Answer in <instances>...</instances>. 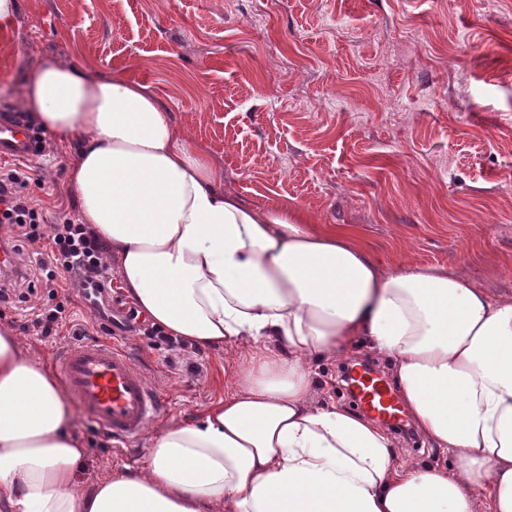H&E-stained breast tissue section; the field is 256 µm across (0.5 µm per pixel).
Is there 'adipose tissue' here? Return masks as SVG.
Wrapping results in <instances>:
<instances>
[{
    "label": "adipose tissue",
    "mask_w": 512,
    "mask_h": 512,
    "mask_svg": "<svg viewBox=\"0 0 512 512\" xmlns=\"http://www.w3.org/2000/svg\"><path fill=\"white\" fill-rule=\"evenodd\" d=\"M21 105L75 149L80 221L139 314L238 359L231 390L162 428L146 466L86 486L59 382L0 327V512H512V297L244 202L145 84L45 62ZM355 343L443 460L396 463L382 428L317 400L314 363Z\"/></svg>",
    "instance_id": "adipose-tissue-1"
}]
</instances>
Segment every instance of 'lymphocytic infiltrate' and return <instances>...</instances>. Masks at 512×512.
Listing matches in <instances>:
<instances>
[{"label":"lymphocytic infiltrate","instance_id":"1","mask_svg":"<svg viewBox=\"0 0 512 512\" xmlns=\"http://www.w3.org/2000/svg\"><path fill=\"white\" fill-rule=\"evenodd\" d=\"M30 179L27 167H0V195L7 197L0 227L7 230V244L19 257L17 264L0 270V302L22 303L36 288H45L56 304L42 308L34 324L48 337L67 318L61 285L82 294L101 293L111 287L112 278L101 239L89 225L67 215L47 218L42 203L26 191Z\"/></svg>","mask_w":512,"mask_h":512}]
</instances>
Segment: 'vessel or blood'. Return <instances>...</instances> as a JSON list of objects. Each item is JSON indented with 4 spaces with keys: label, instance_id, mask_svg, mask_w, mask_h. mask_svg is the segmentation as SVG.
<instances>
[{
    "label": "vessel or blood",
    "instance_id": "vessel-or-blood-1",
    "mask_svg": "<svg viewBox=\"0 0 512 512\" xmlns=\"http://www.w3.org/2000/svg\"><path fill=\"white\" fill-rule=\"evenodd\" d=\"M37 148L36 135L20 115L0 117V159L32 156ZM53 369L65 392L113 439L136 441L171 411L159 388L148 380L118 339L66 346L57 352ZM351 376L355 398L363 411L386 426L403 425L392 391L379 376L365 368L353 369Z\"/></svg>",
    "mask_w": 512,
    "mask_h": 512
}]
</instances>
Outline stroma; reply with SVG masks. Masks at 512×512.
Wrapping results in <instances>:
<instances>
[{"mask_svg":"<svg viewBox=\"0 0 512 512\" xmlns=\"http://www.w3.org/2000/svg\"><path fill=\"white\" fill-rule=\"evenodd\" d=\"M0 25V112L20 111L46 61L150 85L224 170V187L266 208L297 205L347 225L373 257L465 269L512 295V0H21ZM74 150L47 143L26 188L75 217ZM29 302L0 306L25 352L51 364L78 334L102 337L75 306L58 335ZM124 345L170 402L194 416L232 386V348ZM200 364L192 379L191 364ZM88 454L78 478L138 468L154 436L126 445L75 413Z\"/></svg>","mask_w":512,"mask_h":512,"instance_id":"obj_1","label":"stroma"}]
</instances>
